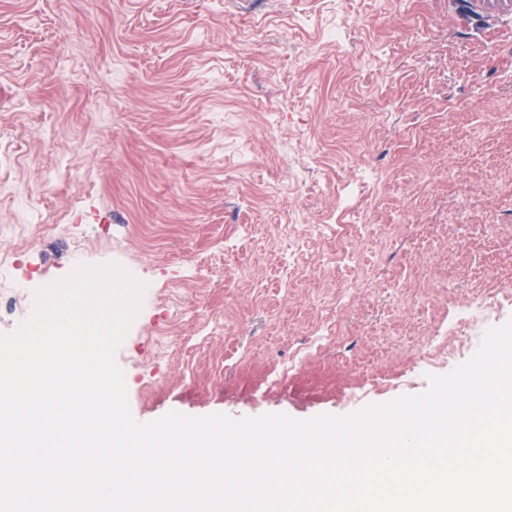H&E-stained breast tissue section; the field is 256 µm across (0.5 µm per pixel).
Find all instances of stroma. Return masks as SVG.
<instances>
[{"label":"stroma","mask_w":512,"mask_h":512,"mask_svg":"<svg viewBox=\"0 0 512 512\" xmlns=\"http://www.w3.org/2000/svg\"><path fill=\"white\" fill-rule=\"evenodd\" d=\"M485 2L0 0V333L115 262L146 285L116 353L139 424L427 390L512 320L479 305L512 294Z\"/></svg>","instance_id":"1"}]
</instances>
